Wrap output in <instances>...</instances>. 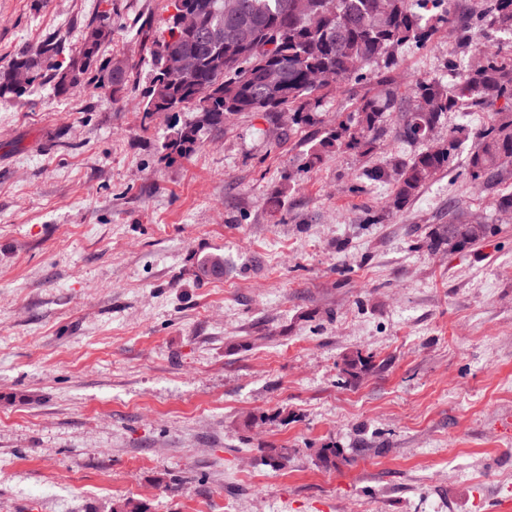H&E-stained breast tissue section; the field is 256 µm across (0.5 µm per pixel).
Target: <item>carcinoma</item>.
Returning a JSON list of instances; mask_svg holds the SVG:
<instances>
[{"label":"carcinoma","mask_w":512,"mask_h":512,"mask_svg":"<svg viewBox=\"0 0 512 512\" xmlns=\"http://www.w3.org/2000/svg\"><path fill=\"white\" fill-rule=\"evenodd\" d=\"M191 2L199 10V27L182 33L173 16L164 20L161 36L152 41L151 81L142 91L146 118L185 108L199 114L165 144L168 157L189 156L201 128L249 112L274 115L287 110L293 124L313 126L333 90L363 82L368 92L352 111L336 114V125L310 148L298 171L309 172L331 150L371 152L395 117L397 136L414 151L407 157L392 156L361 175L392 186L389 212L406 209L425 185L461 163L472 184L494 192L495 209L512 210V192L501 189V175L512 180V0H488L483 9L458 20L452 0H311L305 12L295 10L294 0H238L245 29L239 43L224 40V28L232 19L225 0ZM449 26L462 51L448 56L442 73L415 80L408 93L401 91L391 74L401 65L403 49L423 47ZM111 38L109 11L86 27L75 53H67L56 36L44 37L0 69V99L19 100L26 94L16 85L19 72L31 75V85L53 84L59 96L87 84L108 91L115 101L122 99L134 66L102 56L101 47ZM174 41L197 59L189 83L166 75L165 55ZM450 112H482L484 117L477 128H449L444 147L435 149L428 133ZM496 232L495 224L455 214L430 232V247L463 251ZM222 275L221 255L206 256L196 266L199 282ZM266 459L267 465L284 468L287 449L269 448Z\"/></svg>","instance_id":"carcinoma-1"}]
</instances>
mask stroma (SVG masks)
I'll return each mask as SVG.
<instances>
[{
    "label": "stroma",
    "mask_w": 512,
    "mask_h": 512,
    "mask_svg": "<svg viewBox=\"0 0 512 512\" xmlns=\"http://www.w3.org/2000/svg\"><path fill=\"white\" fill-rule=\"evenodd\" d=\"M165 4L0 0V67L49 34L77 51L109 9L103 55L138 83L0 100V512H512V221L459 169L367 223L392 188L352 186L409 153L391 134L298 173L362 84L289 137L250 112L168 159L196 115L142 112ZM456 50L407 48L398 83ZM459 210L497 234L429 249ZM211 253L224 274L196 283Z\"/></svg>",
    "instance_id": "1"
}]
</instances>
